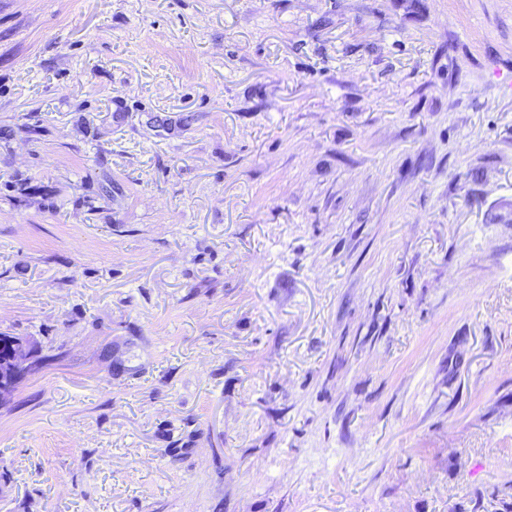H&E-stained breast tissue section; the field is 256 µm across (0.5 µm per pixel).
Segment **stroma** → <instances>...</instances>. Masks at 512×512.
Instances as JSON below:
<instances>
[{"instance_id":"35a3bbf8","label":"stroma","mask_w":512,"mask_h":512,"mask_svg":"<svg viewBox=\"0 0 512 512\" xmlns=\"http://www.w3.org/2000/svg\"><path fill=\"white\" fill-rule=\"evenodd\" d=\"M15 179L0 512H512V0H0ZM4 344L6 362L5 369L1 371L0 360V403L13 393L18 381L30 367V350L24 340L8 336L4 338Z\"/></svg>"}]
</instances>
